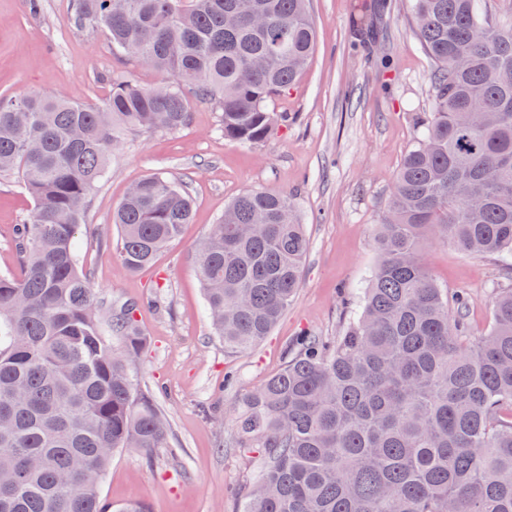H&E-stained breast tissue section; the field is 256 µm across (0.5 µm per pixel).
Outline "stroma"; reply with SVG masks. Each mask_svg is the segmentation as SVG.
<instances>
[{
    "mask_svg": "<svg viewBox=\"0 0 512 512\" xmlns=\"http://www.w3.org/2000/svg\"><path fill=\"white\" fill-rule=\"evenodd\" d=\"M310 0L317 40L297 83L278 97L286 113L267 141L226 140L221 114L194 103L191 124L175 132L128 133L93 191L77 242V263L99 301L130 304L147 338L134 379L166 415L179 450L114 452L101 484L113 505L150 512H239L257 482L258 452L237 448L235 419L247 396L279 372L298 337L343 332V297L359 296L378 262L375 237L387 218L395 174L416 143L415 119L431 108V60L406 0ZM75 0H0V94L67 93L101 103L121 76L144 87L163 74L112 49L103 30L77 26ZM379 29L373 48L353 29L358 15ZM162 173L193 200L190 224L154 264L137 273L120 261L112 212L132 184ZM288 193L309 239L297 296L270 336L228 353L213 334L197 273L196 242L249 189ZM33 200L16 176L0 175V275H19L13 233ZM419 255L449 299L467 300L469 341L493 323L495 291L512 287V265L427 235Z\"/></svg>",
    "mask_w": 512,
    "mask_h": 512,
    "instance_id": "stroma-1",
    "label": "stroma"
}]
</instances>
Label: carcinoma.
I'll list each match as a JSON object with an SVG mask.
<instances>
[{"instance_id":"1","label":"carcinoma","mask_w":512,"mask_h":512,"mask_svg":"<svg viewBox=\"0 0 512 512\" xmlns=\"http://www.w3.org/2000/svg\"><path fill=\"white\" fill-rule=\"evenodd\" d=\"M409 6L433 63V110L396 173L358 314L332 343L304 338L247 398L237 446L261 449L263 468L241 512H512V288L468 345L418 256L431 230L512 261V26L479 0ZM74 21L169 80L114 78L94 105L0 96V173L35 202L16 228L20 275L0 277V512H148L100 495L114 451L174 448L134 384L146 344L134 305L102 323L77 266L87 197L122 132L186 128L193 100L216 105L225 138L267 140L285 119L270 102L316 43L308 0H78ZM191 215L162 174L131 187L112 215L125 271L150 266ZM194 250L214 333L236 353L292 304L309 240L288 193L250 189Z\"/></svg>"}]
</instances>
